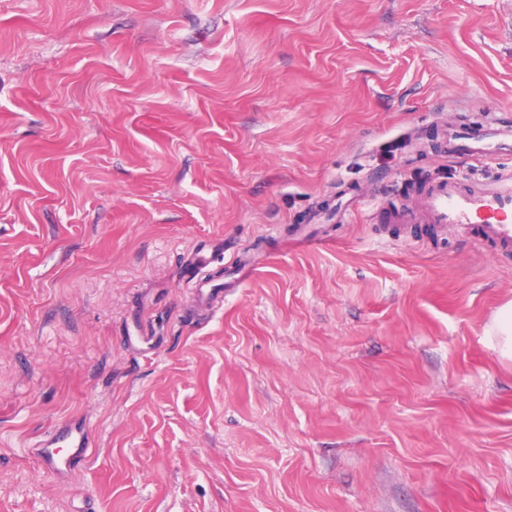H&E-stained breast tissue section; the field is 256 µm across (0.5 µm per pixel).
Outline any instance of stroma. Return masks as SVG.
<instances>
[{"mask_svg":"<svg viewBox=\"0 0 512 512\" xmlns=\"http://www.w3.org/2000/svg\"><path fill=\"white\" fill-rule=\"evenodd\" d=\"M508 120L512 0H0V512H512V249L391 217ZM486 138L487 136L459 137L452 134L448 138V150L453 152L462 150L472 156L490 158L495 154L485 143ZM88 449L86 424L80 419H70L43 441L42 447L37 449V456L45 470L67 476L84 460Z\"/></svg>","mask_w":512,"mask_h":512,"instance_id":"stroma-1","label":"stroma"}]
</instances>
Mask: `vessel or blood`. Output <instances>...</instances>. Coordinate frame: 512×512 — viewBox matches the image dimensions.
Listing matches in <instances>:
<instances>
[{
  "label": "vessel or blood",
  "instance_id": "obj_1",
  "mask_svg": "<svg viewBox=\"0 0 512 512\" xmlns=\"http://www.w3.org/2000/svg\"><path fill=\"white\" fill-rule=\"evenodd\" d=\"M448 148L481 158L492 155L481 136H450ZM418 215L443 227L477 228L483 240L512 247V170H501L491 188L479 183L462 192L452 182L439 183L424 194L418 211H405L402 218L411 221ZM88 449L85 423L71 419L43 441L37 456L45 470L65 476L84 460Z\"/></svg>",
  "mask_w": 512,
  "mask_h": 512
}]
</instances>
